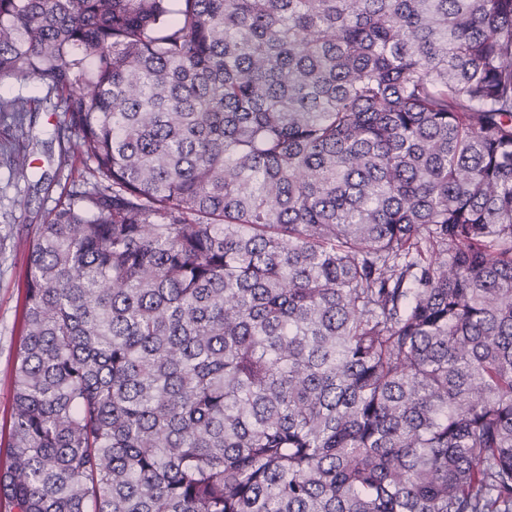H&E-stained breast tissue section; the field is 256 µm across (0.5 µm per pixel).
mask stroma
Segmentation results:
<instances>
[{
	"instance_id": "35a3bbf8",
	"label": "stroma",
	"mask_w": 512,
	"mask_h": 512,
	"mask_svg": "<svg viewBox=\"0 0 512 512\" xmlns=\"http://www.w3.org/2000/svg\"><path fill=\"white\" fill-rule=\"evenodd\" d=\"M16 97L35 100L37 109L21 129L0 120V445L8 437L13 366L23 332L29 234L72 185L89 176L82 159L58 163L60 147L51 132L63 119L59 97L30 80L0 83V98ZM11 148L29 154L26 177L12 174L4 155Z\"/></svg>"
}]
</instances>
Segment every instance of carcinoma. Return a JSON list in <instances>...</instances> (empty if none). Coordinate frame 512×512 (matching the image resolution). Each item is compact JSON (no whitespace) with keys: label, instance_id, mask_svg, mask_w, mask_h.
I'll return each mask as SVG.
<instances>
[{"label":"carcinoma","instance_id":"cac0c4a2","mask_svg":"<svg viewBox=\"0 0 512 512\" xmlns=\"http://www.w3.org/2000/svg\"><path fill=\"white\" fill-rule=\"evenodd\" d=\"M4 80L93 177L12 512H512V0H0Z\"/></svg>","mask_w":512,"mask_h":512}]
</instances>
